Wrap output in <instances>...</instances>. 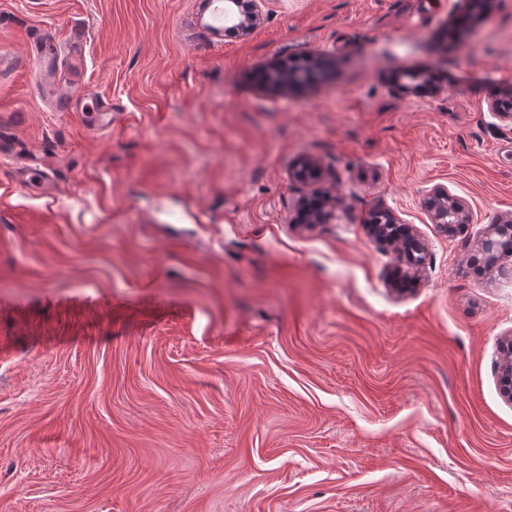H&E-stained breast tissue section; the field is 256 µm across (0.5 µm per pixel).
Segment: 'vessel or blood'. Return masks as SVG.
Returning a JSON list of instances; mask_svg holds the SVG:
<instances>
[{"instance_id": "1", "label": "vessel or blood", "mask_w": 512, "mask_h": 512, "mask_svg": "<svg viewBox=\"0 0 512 512\" xmlns=\"http://www.w3.org/2000/svg\"><path fill=\"white\" fill-rule=\"evenodd\" d=\"M206 8L209 12V19L205 28L215 40H222L224 37L223 0H207ZM30 51L44 71L52 74L64 73L66 80H69V93L56 99V105L60 110L69 111L78 106L86 112L89 126L102 129L111 125L112 112L108 106L96 99L91 93L81 89L82 71L80 64L83 60V42L81 39H72L66 47L62 48L53 40L44 38L31 43Z\"/></svg>"}]
</instances>
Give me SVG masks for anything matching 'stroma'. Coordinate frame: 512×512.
<instances>
[{
	"label": "stroma",
	"instance_id": "stroma-1",
	"mask_svg": "<svg viewBox=\"0 0 512 512\" xmlns=\"http://www.w3.org/2000/svg\"><path fill=\"white\" fill-rule=\"evenodd\" d=\"M199 5L0 0V512H512V278L467 267L512 219V0L457 41L465 0H266L220 43ZM37 30L82 39L111 127L51 110ZM313 53L321 81H260ZM378 209L426 247L402 295ZM399 86L402 91L410 94L434 90V84L430 76L420 71L405 72L400 79ZM424 206L432 223L445 234H454L459 224L467 222L465 204L451 194L446 186L432 188L424 198ZM503 357L498 366L501 395L505 401L512 403V340L502 348Z\"/></svg>",
	"mask_w": 512,
	"mask_h": 512
}]
</instances>
